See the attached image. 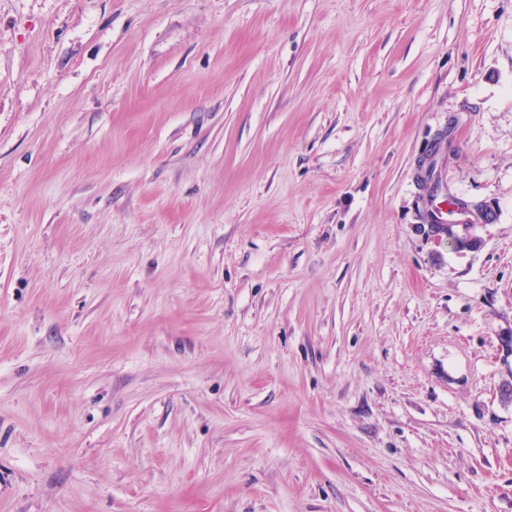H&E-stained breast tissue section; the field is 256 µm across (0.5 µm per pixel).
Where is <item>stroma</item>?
<instances>
[{
	"label": "stroma",
	"mask_w": 512,
	"mask_h": 512,
	"mask_svg": "<svg viewBox=\"0 0 512 512\" xmlns=\"http://www.w3.org/2000/svg\"><path fill=\"white\" fill-rule=\"evenodd\" d=\"M507 381L512 0H0V512H512Z\"/></svg>",
	"instance_id": "1"
}]
</instances>
